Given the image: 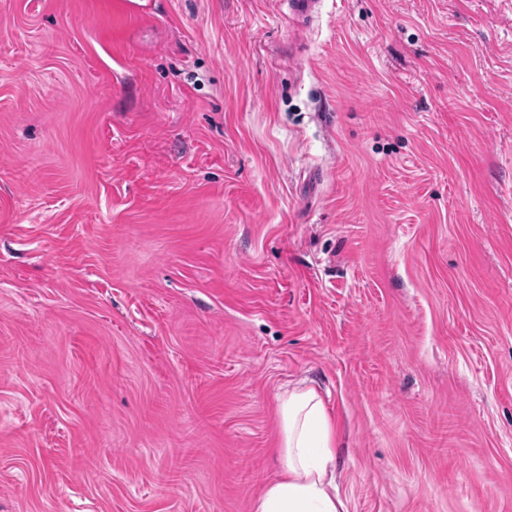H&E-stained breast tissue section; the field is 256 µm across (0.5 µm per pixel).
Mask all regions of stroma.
Wrapping results in <instances>:
<instances>
[{
	"label": "stroma",
	"mask_w": 512,
	"mask_h": 512,
	"mask_svg": "<svg viewBox=\"0 0 512 512\" xmlns=\"http://www.w3.org/2000/svg\"><path fill=\"white\" fill-rule=\"evenodd\" d=\"M0 0V512H252L315 387L348 512H512V0ZM320 0H289L290 15L298 29H304L306 21L316 12Z\"/></svg>",
	"instance_id": "1"
}]
</instances>
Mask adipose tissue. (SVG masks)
<instances>
[{"label": "adipose tissue", "instance_id": "ef3b65f1", "mask_svg": "<svg viewBox=\"0 0 512 512\" xmlns=\"http://www.w3.org/2000/svg\"><path fill=\"white\" fill-rule=\"evenodd\" d=\"M283 471L268 483L253 512H347L336 488V431L314 389L280 396Z\"/></svg>", "mask_w": 512, "mask_h": 512}]
</instances>
